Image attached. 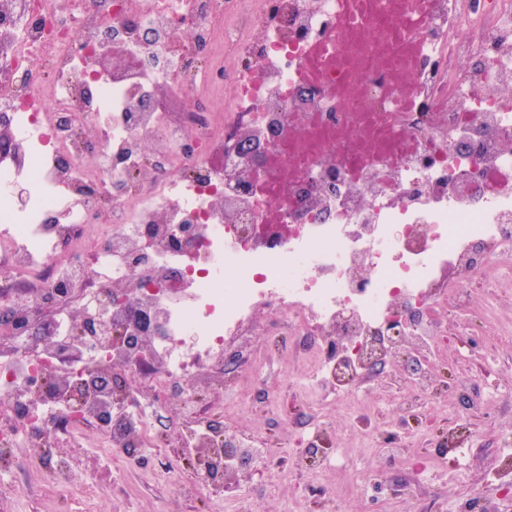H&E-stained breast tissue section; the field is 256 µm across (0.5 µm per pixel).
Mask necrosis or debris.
<instances>
[{
	"label": "necrosis or debris",
	"mask_w": 512,
	"mask_h": 512,
	"mask_svg": "<svg viewBox=\"0 0 512 512\" xmlns=\"http://www.w3.org/2000/svg\"><path fill=\"white\" fill-rule=\"evenodd\" d=\"M113 47L117 73L86 84L87 54ZM0 120L18 144L0 184L31 189L24 215L0 193V308L15 307L0 325V473L38 465L48 488L91 497L73 454L94 437L152 449L174 498L223 512L225 470L266 459L193 393L205 376L217 396L242 390L211 370L268 310L309 345L296 471L325 454L329 395L357 447L410 460L355 400L374 367L412 389L404 424L490 402L440 342L471 320L512 341V0H0ZM244 121L280 130L261 194L237 186L241 157L224 148ZM116 289L147 306L148 347L86 333L122 322L103 302ZM111 373L128 388L102 387ZM162 418L207 481L176 474L154 440Z\"/></svg>",
	"instance_id": "4bbe7bcc"
}]
</instances>
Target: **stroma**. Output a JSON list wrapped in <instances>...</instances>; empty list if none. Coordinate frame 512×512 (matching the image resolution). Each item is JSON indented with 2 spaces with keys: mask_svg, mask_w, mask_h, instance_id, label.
Here are the masks:
<instances>
[{
  "mask_svg": "<svg viewBox=\"0 0 512 512\" xmlns=\"http://www.w3.org/2000/svg\"><path fill=\"white\" fill-rule=\"evenodd\" d=\"M301 341L289 334L276 311H266L243 341L228 346L227 351L241 361V373L259 390L258 397L247 399L228 395L216 401L207 379L195 388L197 406L209 416L256 436L265 452L277 461L273 473L253 474L254 490L264 492L267 512H456L466 499L472 484L484 491V502L495 505L502 501L503 490L498 481L484 470L486 459L499 446L498 433L505 422H512V398L498 400L490 410L469 419L470 428L479 431L482 448L474 453L449 457L444 468L424 470L421 462L431 457L440 433L417 424L409 425L413 443L411 461L389 467L382 484L359 488L353 486L348 469L371 472L376 463L369 453H352L345 443L351 422L345 409L330 404L327 409L328 430L333 442L318 478L300 473L290 466V459L305 437L296 423L271 424V404L287 407L295 403L297 411L305 406L299 401L301 387L307 381L308 364L300 350ZM265 350L267 363L247 367L251 349ZM139 467L120 469L109 465L102 449L90 448L79 458L82 474L96 480L93 512H156L162 503H170L172 512H210L204 498L171 501L170 486L161 475L152 451L140 449ZM40 468H27L22 482L29 491L14 512H80L73 497L50 495ZM320 482L325 495L313 493L311 485Z\"/></svg>",
  "mask_w": 512,
  "mask_h": 512,
  "instance_id": "35a3bbf8",
  "label": "stroma"
}]
</instances>
